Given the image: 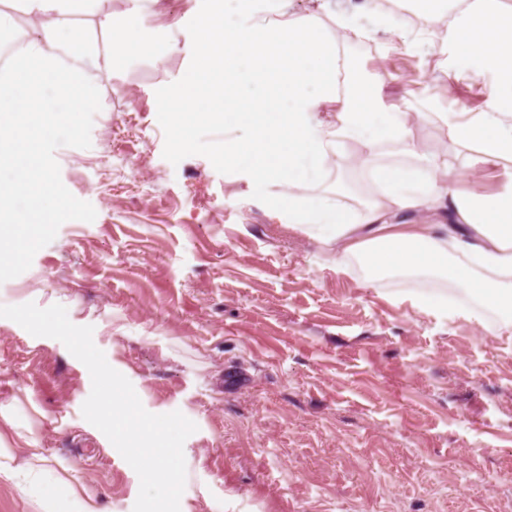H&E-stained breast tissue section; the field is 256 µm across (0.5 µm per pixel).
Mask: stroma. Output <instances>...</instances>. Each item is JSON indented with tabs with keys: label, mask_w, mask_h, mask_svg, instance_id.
<instances>
[{
	"label": "stroma",
	"mask_w": 512,
	"mask_h": 512,
	"mask_svg": "<svg viewBox=\"0 0 512 512\" xmlns=\"http://www.w3.org/2000/svg\"><path fill=\"white\" fill-rule=\"evenodd\" d=\"M162 52L100 73V100L79 136L40 154L72 199L18 264L0 275V305H63L153 414L197 425L183 447L180 512H512V321L446 280L337 270L335 245L288 222V198L347 209L376 201L357 178L358 145L319 185L256 190L215 158L220 125L171 143L160 107L197 64L187 37L210 0H144ZM336 0H254L253 21L313 18L335 33ZM435 30L403 19L349 42L386 80L389 101L426 109L444 84L456 109L491 78L453 69ZM416 150L448 165L461 192L503 189L475 173L467 150L432 118L412 126ZM424 293L447 310L416 306ZM86 366L60 341L0 318V417L50 467L86 486L103 512H133L139 478L81 412Z\"/></svg>",
	"instance_id": "1"
}]
</instances>
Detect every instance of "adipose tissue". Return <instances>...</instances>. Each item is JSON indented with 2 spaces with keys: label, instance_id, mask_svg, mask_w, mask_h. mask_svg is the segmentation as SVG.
<instances>
[{
  "label": "adipose tissue",
  "instance_id": "1",
  "mask_svg": "<svg viewBox=\"0 0 512 512\" xmlns=\"http://www.w3.org/2000/svg\"><path fill=\"white\" fill-rule=\"evenodd\" d=\"M90 2L22 0L24 11L43 24L0 66V274L73 209L46 172L38 144L78 135L99 98L102 59L137 53L148 35L138 2L110 22L105 42L61 24V16ZM505 16L502 0H469L448 36L470 72L492 73L496 85L483 111L441 115L454 139L474 148L467 159L472 168L512 158V24L504 25ZM225 21L216 0L189 33L198 65L161 103L175 114L173 145L190 147L195 126L223 122L217 160L259 190L272 182L322 183L332 157L350 143L372 158L392 147L408 157V165L375 163L367 169L387 206L373 203L358 212L292 198L289 223L343 244L345 254L374 272L448 280L512 315V183L491 195L457 192L447 166L414 151V113L389 102L383 78L351 62L344 49V35L392 31L396 17L364 6L342 10L334 37L312 20L276 27L242 22L232 31ZM330 102L335 111H327ZM237 128L247 130V139L234 137ZM442 211L448 214L444 224L402 221L412 213ZM2 478L36 497L42 512H101L84 487L46 466L40 449H29L21 462L0 442Z\"/></svg>",
  "mask_w": 512,
  "mask_h": 512
}]
</instances>
